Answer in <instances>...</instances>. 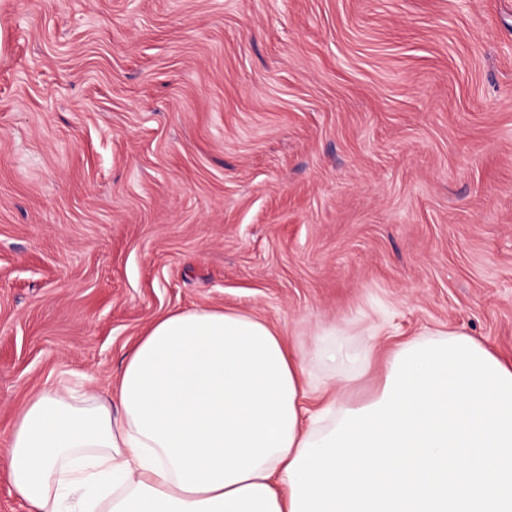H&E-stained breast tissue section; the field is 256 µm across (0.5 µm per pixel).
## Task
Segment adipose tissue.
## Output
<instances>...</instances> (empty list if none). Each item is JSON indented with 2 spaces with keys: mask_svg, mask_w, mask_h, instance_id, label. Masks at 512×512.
Masks as SVG:
<instances>
[{
  "mask_svg": "<svg viewBox=\"0 0 512 512\" xmlns=\"http://www.w3.org/2000/svg\"><path fill=\"white\" fill-rule=\"evenodd\" d=\"M320 391L265 321L219 309L160 316L115 387L62 377L17 410L7 463L29 512H291L287 466L345 410L378 402Z\"/></svg>",
  "mask_w": 512,
  "mask_h": 512,
  "instance_id": "adipose-tissue-1",
  "label": "adipose tissue"
}]
</instances>
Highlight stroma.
<instances>
[{
    "mask_svg": "<svg viewBox=\"0 0 512 512\" xmlns=\"http://www.w3.org/2000/svg\"><path fill=\"white\" fill-rule=\"evenodd\" d=\"M512 358V0H0L2 453L160 316ZM386 320L389 333L372 326Z\"/></svg>",
    "mask_w": 512,
    "mask_h": 512,
    "instance_id": "35a3bbf8",
    "label": "stroma"
}]
</instances>
